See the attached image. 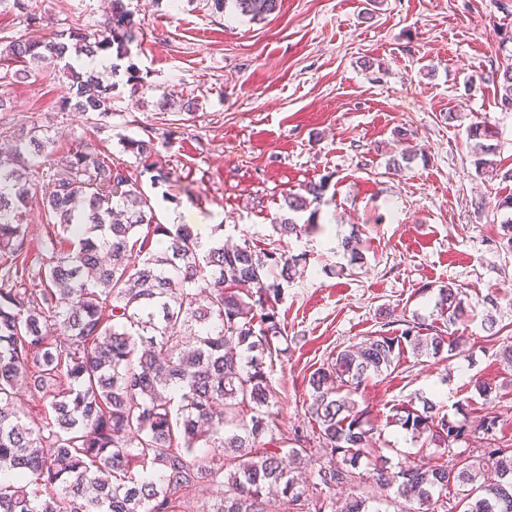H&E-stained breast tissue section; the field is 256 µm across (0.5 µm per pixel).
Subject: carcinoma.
<instances>
[{"mask_svg": "<svg viewBox=\"0 0 512 512\" xmlns=\"http://www.w3.org/2000/svg\"><path fill=\"white\" fill-rule=\"evenodd\" d=\"M253 21L280 0L227 2ZM28 29H43L35 8L16 0ZM106 22L89 31L29 37L0 49L1 79L25 78L62 62L69 81L67 108L104 121L112 117L114 84L67 59L128 54L137 37L125 0H105ZM16 70H11V67ZM501 109L512 111V64L496 70ZM488 123L469 126L476 169L491 165ZM0 155V512H184L196 488L221 487L213 512H368L393 489L407 512H512V448L496 443L499 421L451 420L437 405L397 404L392 422L445 447L448 460L422 461L391 471L375 448L371 411L355 396L374 375L417 357L465 356V292L438 289L436 318L404 321L338 351L308 379L309 413L319 447L280 448L267 433L273 390L264 358L283 337L277 306L297 259L278 248L245 243L206 245L190 224H161L129 170L87 141L61 169L47 165L50 139L32 128L12 135ZM124 149L143 162L156 153L152 137L128 139ZM41 172L42 193L31 172ZM326 181L310 182L284 198L290 214L310 211L299 224L279 218L276 232L301 237L311 228ZM53 220L47 245L53 262L32 272L24 219L36 196ZM164 244L153 250V238ZM338 248L350 263L364 260L358 231ZM41 394L44 413L18 407L19 389ZM479 434L476 454L451 445ZM313 470L312 482L297 473ZM347 487L343 501L333 491Z\"/></svg>", "mask_w": 512, "mask_h": 512, "instance_id": "1", "label": "carcinoma"}]
</instances>
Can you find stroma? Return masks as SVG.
<instances>
[{
  "label": "stroma",
  "mask_w": 512,
  "mask_h": 512,
  "mask_svg": "<svg viewBox=\"0 0 512 512\" xmlns=\"http://www.w3.org/2000/svg\"><path fill=\"white\" fill-rule=\"evenodd\" d=\"M28 2L51 33L105 18L104 0ZM125 2L140 34L117 69H101L114 85L106 127L59 110L68 85L52 63L7 85L0 128L49 130L58 160L95 142L128 167L160 223L217 224L225 242L300 256L278 305L287 349L265 360L277 436L310 433L315 368L386 320L432 321L437 287L453 283L468 296L465 358L405 354L360 402L396 467L441 457L389 422L393 405L419 396L452 419L496 415L498 440L511 445L512 368L500 353L512 345V251L496 243L498 202L512 196V112L498 105L495 71L512 56V0H281L261 22L211 0ZM478 116L491 131L487 172L467 135ZM148 135L152 169L123 146ZM410 146L415 156L392 172ZM320 180L310 232L279 237L272 222L286 193ZM355 227L360 265L337 248ZM480 381L497 384L494 402L480 398Z\"/></svg>",
  "instance_id": "obj_1"
}]
</instances>
